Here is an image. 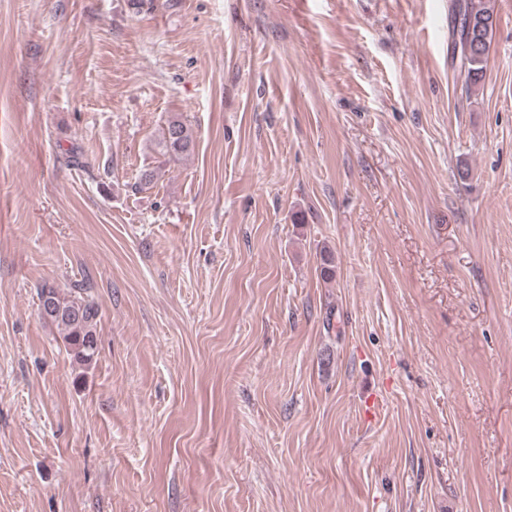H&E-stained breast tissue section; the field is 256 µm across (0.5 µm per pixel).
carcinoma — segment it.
<instances>
[{
    "instance_id": "cac0c4a2",
    "label": "carcinoma",
    "mask_w": 512,
    "mask_h": 512,
    "mask_svg": "<svg viewBox=\"0 0 512 512\" xmlns=\"http://www.w3.org/2000/svg\"><path fill=\"white\" fill-rule=\"evenodd\" d=\"M453 57L458 60L460 74L466 87L478 84L487 65L489 49L495 27L494 9L488 0H455L452 7ZM160 146L164 154L179 159L195 149V139L190 127L178 116L168 120ZM49 292L53 303L62 314L47 320L63 337L74 358L87 364L97 354L100 305L83 282L66 289L41 288Z\"/></svg>"
}]
</instances>
